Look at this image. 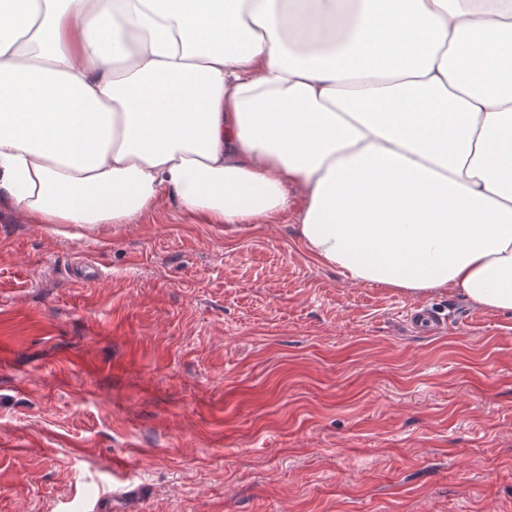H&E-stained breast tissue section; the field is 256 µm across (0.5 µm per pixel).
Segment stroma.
<instances>
[{
    "label": "stroma",
    "instance_id": "1",
    "mask_svg": "<svg viewBox=\"0 0 512 512\" xmlns=\"http://www.w3.org/2000/svg\"><path fill=\"white\" fill-rule=\"evenodd\" d=\"M296 214L0 205V512H512V313L353 284Z\"/></svg>",
    "mask_w": 512,
    "mask_h": 512
}]
</instances>
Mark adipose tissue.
<instances>
[{"mask_svg": "<svg viewBox=\"0 0 512 512\" xmlns=\"http://www.w3.org/2000/svg\"><path fill=\"white\" fill-rule=\"evenodd\" d=\"M512 312V0H0V203L242 230Z\"/></svg>", "mask_w": 512, "mask_h": 512, "instance_id": "obj_1", "label": "adipose tissue"}]
</instances>
